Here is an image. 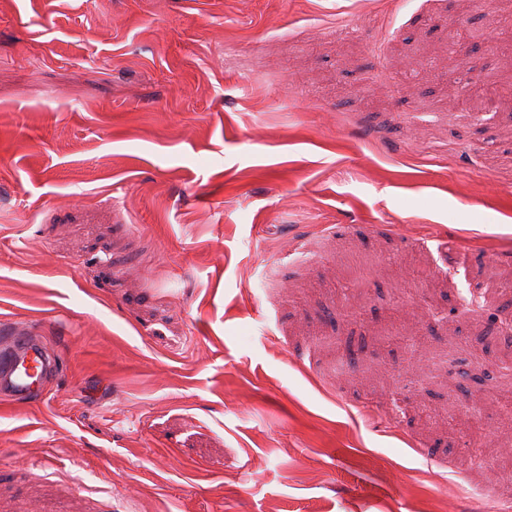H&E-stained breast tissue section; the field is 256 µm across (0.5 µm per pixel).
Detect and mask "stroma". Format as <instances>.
Wrapping results in <instances>:
<instances>
[{
	"label": "stroma",
	"instance_id": "stroma-1",
	"mask_svg": "<svg viewBox=\"0 0 512 512\" xmlns=\"http://www.w3.org/2000/svg\"><path fill=\"white\" fill-rule=\"evenodd\" d=\"M496 5L0 0V512H512ZM39 329L25 332L0 323V392L17 402L37 397L43 384L59 369L58 350L46 349Z\"/></svg>",
	"mask_w": 512,
	"mask_h": 512
}]
</instances>
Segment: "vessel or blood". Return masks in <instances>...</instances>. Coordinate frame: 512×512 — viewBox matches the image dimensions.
Masks as SVG:
<instances>
[{
	"mask_svg": "<svg viewBox=\"0 0 512 512\" xmlns=\"http://www.w3.org/2000/svg\"><path fill=\"white\" fill-rule=\"evenodd\" d=\"M60 363L58 351L47 350L36 328L16 330L0 323V393L18 402L37 397Z\"/></svg>",
	"mask_w": 512,
	"mask_h": 512,
	"instance_id": "vessel-or-blood-1",
	"label": "vessel or blood"
}]
</instances>
